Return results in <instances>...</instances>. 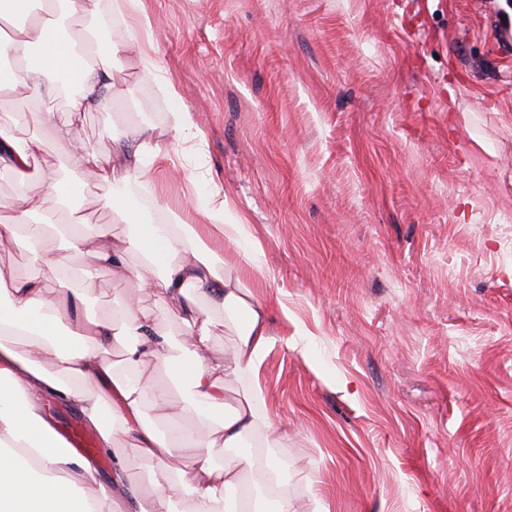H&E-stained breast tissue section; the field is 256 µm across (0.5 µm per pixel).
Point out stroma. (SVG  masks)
Returning a JSON list of instances; mask_svg holds the SVG:
<instances>
[{
    "instance_id": "obj_1",
    "label": "stroma",
    "mask_w": 512,
    "mask_h": 512,
    "mask_svg": "<svg viewBox=\"0 0 512 512\" xmlns=\"http://www.w3.org/2000/svg\"><path fill=\"white\" fill-rule=\"evenodd\" d=\"M141 2L158 75L117 49L111 103L73 131L108 156L151 129L155 194L131 206L202 224L216 193L261 244L244 274L269 311L260 380L296 512H512V59L489 24L512 0ZM16 135L73 175L52 123ZM108 191L70 210L122 239ZM47 246L80 271L88 317L137 294L181 331L138 255L87 277L65 238ZM116 457L150 489L155 461L123 443L97 453L102 480Z\"/></svg>"
}]
</instances>
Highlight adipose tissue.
Returning <instances> with one entry per match:
<instances>
[{"label": "adipose tissue", "instance_id": "obj_1", "mask_svg": "<svg viewBox=\"0 0 512 512\" xmlns=\"http://www.w3.org/2000/svg\"><path fill=\"white\" fill-rule=\"evenodd\" d=\"M139 10L140 0H0V55L24 63L10 77H0V102L13 97L37 102L68 91V119L55 131L69 141L77 168L70 182L58 180L53 168L40 169L41 193L24 197L12 220L0 221V248L40 243L47 230L28 224L30 214L45 211L49 200L107 182L106 206L133 227L127 241H114L106 225L92 236L76 224H57L52 230L67 237L89 267L116 276L125 275L127 254L137 252L145 270L143 287L160 288L167 308L186 324L182 338L159 335L135 296L123 300L118 320L78 318L79 296L65 289L69 267L63 261L56 265L53 288L39 278L15 279L0 272V332L19 334L14 342L0 343V512H112V485L101 481L90 460L62 452L53 440L40 413L42 398L50 391L61 394L99 430L105 447L119 440L158 461L151 494L127 489L130 512H170L172 503L188 495L192 512H226L229 490L248 482L267 487L282 482V465L271 451L284 436L263 409L264 393L256 380L269 345L267 309L239 272L225 269L219 249L226 242L235 244L241 261L254 265L260 247L246 237L243 225L225 223L227 201L217 196L202 226L164 224L150 211L128 206L131 181L144 187L150 183L149 164L159 155L151 135L134 133L108 157L87 151L71 138V119L91 104L109 102L113 64L108 48L99 50L93 61L81 60L62 31L63 17L109 12L123 21L121 38L133 49L137 38L127 19ZM47 119L41 112L0 119V173L26 175L41 144L36 138L20 143L15 130L21 123ZM201 298L237 321V340L221 364L208 360L214 322L193 315ZM118 335L126 341L129 367L122 377L113 375L102 356ZM148 360L169 373L182 396L180 415L197 423L179 440L161 436L155 423L144 418L145 397H152L158 419L167 418L170 409L167 393L154 389L144 373ZM232 381L241 386L239 400L219 424H212L210 411L223 405ZM94 384L99 387L95 393L90 390ZM112 396L118 407H110ZM248 438L257 441L259 452L240 462L225 461V451ZM20 442L37 443V467L5 454V447ZM181 445L203 454L186 463L177 451Z\"/></svg>", "mask_w": 512, "mask_h": 512}]
</instances>
